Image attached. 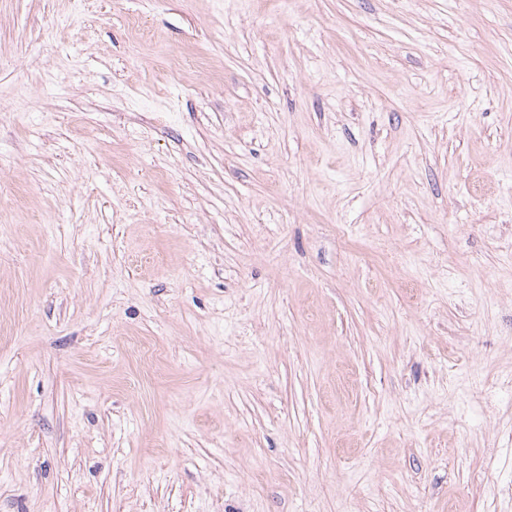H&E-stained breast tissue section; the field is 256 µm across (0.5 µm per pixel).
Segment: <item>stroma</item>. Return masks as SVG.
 I'll use <instances>...</instances> for the list:
<instances>
[{
    "mask_svg": "<svg viewBox=\"0 0 512 512\" xmlns=\"http://www.w3.org/2000/svg\"><path fill=\"white\" fill-rule=\"evenodd\" d=\"M0 512H512V0H0Z\"/></svg>",
    "mask_w": 512,
    "mask_h": 512,
    "instance_id": "1",
    "label": "stroma"
}]
</instances>
